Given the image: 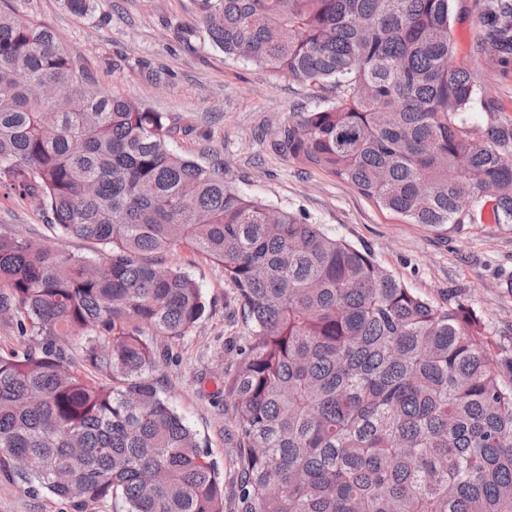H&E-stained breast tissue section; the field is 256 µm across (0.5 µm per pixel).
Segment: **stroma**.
Wrapping results in <instances>:
<instances>
[{
	"instance_id": "1",
	"label": "stroma",
	"mask_w": 512,
	"mask_h": 512,
	"mask_svg": "<svg viewBox=\"0 0 512 512\" xmlns=\"http://www.w3.org/2000/svg\"><path fill=\"white\" fill-rule=\"evenodd\" d=\"M85 17L61 0H25L23 13L51 27L62 44L81 54L100 90L116 93L178 117L190 135L176 136V152L207 162L219 159L232 186L273 208L295 212L324 230L371 250L377 263L407 288L438 305L463 301L481 315L494 353L512 355V294L501 288L512 277V224L483 218L478 224L431 227L409 223L380 208L344 181L273 153L270 143L290 113L311 110L332 98L288 75L225 56L196 34L181 38L198 16L196 0H95ZM482 27L474 0H453L450 36L458 65L470 70L476 94L466 117L482 126L494 114L512 115V60L498 64L478 48ZM120 69H113V62ZM148 61L163 76L148 81L139 67ZM0 235L34 243H60L66 252L91 256L95 245L58 240L37 204L20 202L0 186ZM164 266L189 274L200 286L206 311L196 328L178 340L158 339L163 356L156 380L163 396L206 442L236 479L239 448L230 383L237 350L251 326L236 304L224 270L205 256L177 247ZM0 512H74L67 501L26 493L0 473Z\"/></svg>"
}]
</instances>
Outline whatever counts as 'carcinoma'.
I'll return each mask as SVG.
<instances>
[{
    "mask_svg": "<svg viewBox=\"0 0 512 512\" xmlns=\"http://www.w3.org/2000/svg\"><path fill=\"white\" fill-rule=\"evenodd\" d=\"M0 0V184L95 256L0 236V473L124 512H224V476L163 397L155 337L201 288L155 256L224 269L252 334L232 384L238 512H512V357L468 305L434 304L370 250L240 194L174 152L176 118L96 87L50 28ZM86 16L94 0H63ZM209 44L336 98L271 149L413 224H512V117L467 127L452 0H197ZM484 55H512V0H476Z\"/></svg>",
    "mask_w": 512,
    "mask_h": 512,
    "instance_id": "obj_1",
    "label": "carcinoma"
}]
</instances>
